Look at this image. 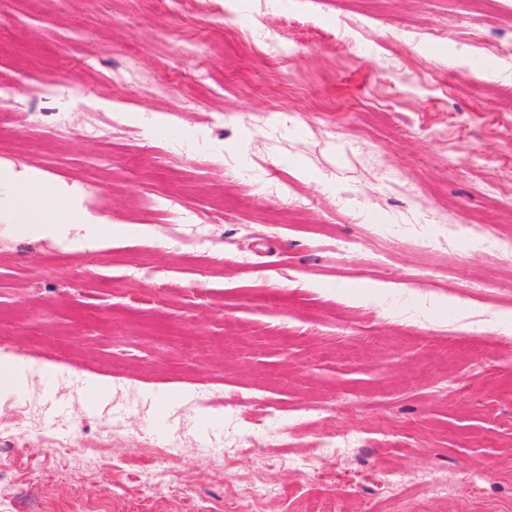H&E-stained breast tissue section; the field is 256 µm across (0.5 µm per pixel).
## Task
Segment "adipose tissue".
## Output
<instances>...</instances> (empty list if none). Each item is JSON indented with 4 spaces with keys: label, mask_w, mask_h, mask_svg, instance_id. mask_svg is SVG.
Listing matches in <instances>:
<instances>
[{
    "label": "adipose tissue",
    "mask_w": 512,
    "mask_h": 512,
    "mask_svg": "<svg viewBox=\"0 0 512 512\" xmlns=\"http://www.w3.org/2000/svg\"><path fill=\"white\" fill-rule=\"evenodd\" d=\"M0 215L7 216L19 235L51 240L69 252L112 244L111 225L70 204L33 168L21 177L0 169Z\"/></svg>",
    "instance_id": "adipose-tissue-1"
}]
</instances>
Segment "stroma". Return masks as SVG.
Here are the masks:
<instances>
[{"instance_id":"1","label":"stroma","mask_w":512,"mask_h":512,"mask_svg":"<svg viewBox=\"0 0 512 512\" xmlns=\"http://www.w3.org/2000/svg\"><path fill=\"white\" fill-rule=\"evenodd\" d=\"M486 41L512 42V0H0V82L41 88L0 167L128 227L67 253L0 221V361L28 370L0 421L37 399L32 426L71 442L0 441V512H251L257 475L262 512H407L385 470L456 476L408 488L422 512H512V261L448 245L453 224L512 235V55ZM170 196L195 214L178 247ZM231 430L251 446L227 466L209 443ZM330 430L359 448L317 457ZM173 434L180 490L145 495L115 463Z\"/></svg>"}]
</instances>
